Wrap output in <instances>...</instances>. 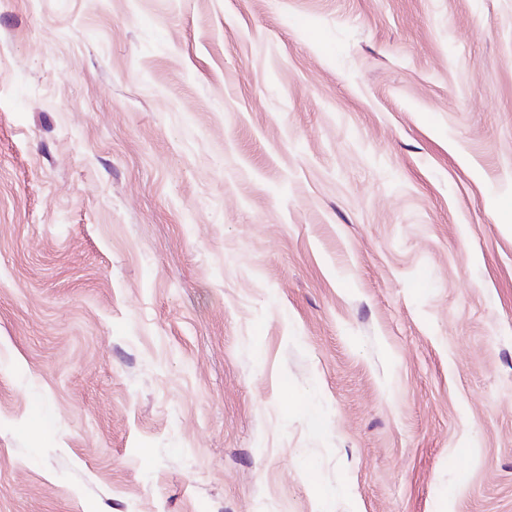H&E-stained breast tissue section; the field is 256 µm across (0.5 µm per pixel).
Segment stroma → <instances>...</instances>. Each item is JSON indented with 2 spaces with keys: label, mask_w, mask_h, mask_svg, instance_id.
I'll return each instance as SVG.
<instances>
[{
  "label": "stroma",
  "mask_w": 512,
  "mask_h": 512,
  "mask_svg": "<svg viewBox=\"0 0 512 512\" xmlns=\"http://www.w3.org/2000/svg\"><path fill=\"white\" fill-rule=\"evenodd\" d=\"M0 512H512V0H0Z\"/></svg>",
  "instance_id": "1"
}]
</instances>
